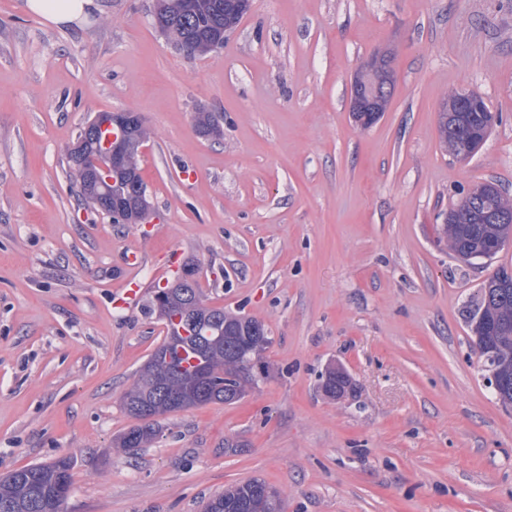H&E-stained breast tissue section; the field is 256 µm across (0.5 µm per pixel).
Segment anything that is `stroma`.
<instances>
[{
    "mask_svg": "<svg viewBox=\"0 0 512 512\" xmlns=\"http://www.w3.org/2000/svg\"><path fill=\"white\" fill-rule=\"evenodd\" d=\"M101 2L58 27L0 0V478L71 457L64 512H202L254 478L284 512H512V407L467 326L512 242L465 263L438 234L475 185L512 199V0H252L195 57L155 0ZM386 47L392 97L363 128L351 81ZM456 90L502 117L464 160L438 132ZM120 110L149 133L145 224L69 180L80 127ZM201 110L221 138L197 134ZM188 263L208 306L268 328L269 376L129 452L122 397L165 336L149 305ZM129 282L139 300L116 306ZM336 365L353 391L332 400ZM352 386L349 374L342 368H328L322 375L321 390L330 399L341 398Z\"/></svg>",
    "mask_w": 512,
    "mask_h": 512,
    "instance_id": "1",
    "label": "stroma"
}]
</instances>
